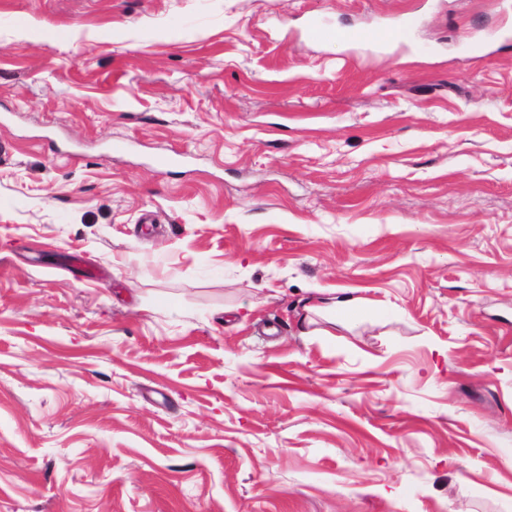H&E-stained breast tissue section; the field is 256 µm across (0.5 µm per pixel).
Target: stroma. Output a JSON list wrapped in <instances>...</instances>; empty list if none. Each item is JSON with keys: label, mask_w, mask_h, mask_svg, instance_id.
<instances>
[{"label": "stroma", "mask_w": 512, "mask_h": 512, "mask_svg": "<svg viewBox=\"0 0 512 512\" xmlns=\"http://www.w3.org/2000/svg\"><path fill=\"white\" fill-rule=\"evenodd\" d=\"M509 19L0 0V512H512ZM306 40L310 43H339L346 46H364L372 41L371 38L357 29L331 28L316 17L312 18L307 26ZM317 301L308 307L307 311H312L317 315H328L336 323L354 321L363 318L370 312L371 302L362 298L337 297L325 293H319Z\"/></svg>", "instance_id": "stroma-1"}]
</instances>
